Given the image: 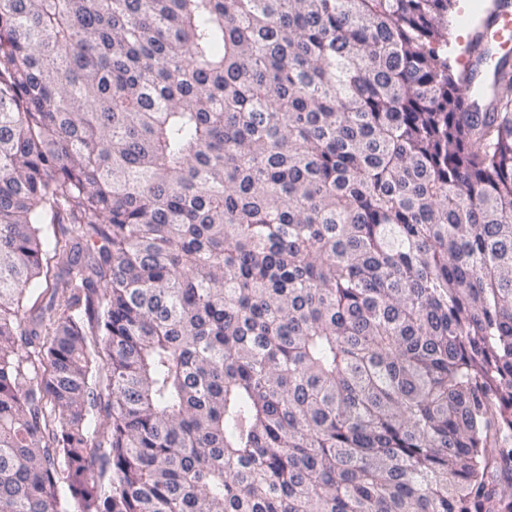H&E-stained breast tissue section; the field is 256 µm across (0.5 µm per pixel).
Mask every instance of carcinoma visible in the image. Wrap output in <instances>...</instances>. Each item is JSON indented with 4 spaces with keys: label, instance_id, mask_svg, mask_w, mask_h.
I'll return each mask as SVG.
<instances>
[{
    "label": "carcinoma",
    "instance_id": "obj_1",
    "mask_svg": "<svg viewBox=\"0 0 512 512\" xmlns=\"http://www.w3.org/2000/svg\"><path fill=\"white\" fill-rule=\"evenodd\" d=\"M454 2L0 0V512H512V60ZM490 4V0H457L448 22V61L454 68L471 65L474 59L463 52L472 20ZM460 32L464 33L461 35Z\"/></svg>",
    "mask_w": 512,
    "mask_h": 512
}]
</instances>
